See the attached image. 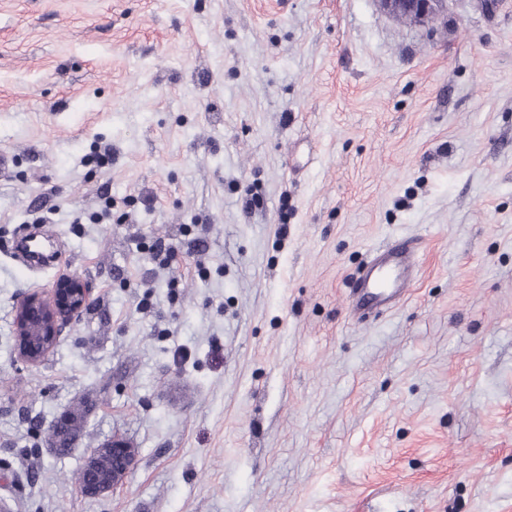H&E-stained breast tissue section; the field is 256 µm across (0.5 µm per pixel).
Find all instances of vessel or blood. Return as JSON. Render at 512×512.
<instances>
[{
	"mask_svg": "<svg viewBox=\"0 0 512 512\" xmlns=\"http://www.w3.org/2000/svg\"><path fill=\"white\" fill-rule=\"evenodd\" d=\"M414 251L412 241H398L366 264L353 289L354 313L381 311L401 300L412 279Z\"/></svg>",
	"mask_w": 512,
	"mask_h": 512,
	"instance_id": "1",
	"label": "vessel or blood"
}]
</instances>
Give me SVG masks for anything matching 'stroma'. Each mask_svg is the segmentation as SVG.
Segmentation results:
<instances>
[{
  "mask_svg": "<svg viewBox=\"0 0 512 512\" xmlns=\"http://www.w3.org/2000/svg\"><path fill=\"white\" fill-rule=\"evenodd\" d=\"M483 2L0 0L14 512H512V0ZM32 235L50 262L18 258ZM405 238L406 296L357 320ZM64 272L95 300L27 365L14 301ZM115 435L132 472L83 495ZM382 9L392 15L414 20H429L447 7L446 0H379ZM414 251L412 241H397L366 264L352 289L355 314L392 308L401 300L412 279ZM109 448H112V454L105 455L104 461L106 469L112 472V486H99L92 482H85L86 474L83 470L89 471L97 468V459L94 455L87 458L82 471L77 472L76 480L81 485L80 490L85 496L95 497L105 492H112L122 484L123 480L131 472L135 464V450L129 448L127 443L121 439H112L108 442ZM112 461L114 470L112 469Z\"/></svg>",
  "mask_w": 512,
  "mask_h": 512,
  "instance_id": "35a3bbf8",
  "label": "stroma"
}]
</instances>
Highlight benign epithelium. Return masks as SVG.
Here are the masks:
<instances>
[{
  "instance_id": "obj_1",
  "label": "benign epithelium",
  "mask_w": 512,
  "mask_h": 512,
  "mask_svg": "<svg viewBox=\"0 0 512 512\" xmlns=\"http://www.w3.org/2000/svg\"><path fill=\"white\" fill-rule=\"evenodd\" d=\"M382 9L392 15L414 20H429L447 7V0H379ZM94 288L80 277L62 273L51 289L34 290L21 295L14 309V331L21 361L37 365L43 361L62 336L63 331L76 321L89 305ZM72 416L60 414L47 432L49 448H59L55 432L72 427ZM112 448V486L86 482L81 492L95 497L115 490L131 472L135 464V450L121 439L108 442Z\"/></svg>"
}]
</instances>
